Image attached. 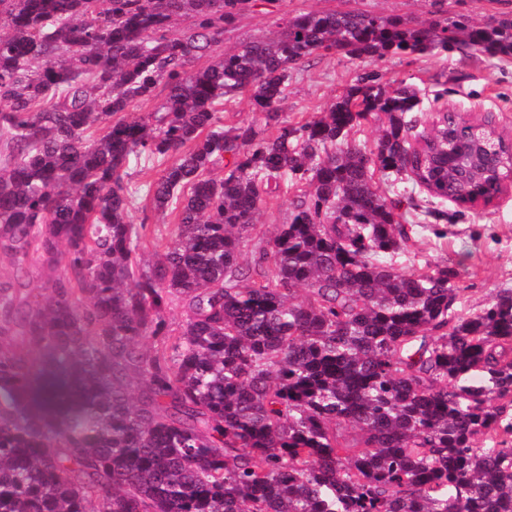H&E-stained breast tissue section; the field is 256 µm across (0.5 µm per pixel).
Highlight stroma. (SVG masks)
Listing matches in <instances>:
<instances>
[{
	"label": "stroma",
	"mask_w": 512,
	"mask_h": 512,
	"mask_svg": "<svg viewBox=\"0 0 512 512\" xmlns=\"http://www.w3.org/2000/svg\"><path fill=\"white\" fill-rule=\"evenodd\" d=\"M356 10L398 17L411 22L442 20L459 14L473 21L512 18V0H257L224 29L218 52L234 50L241 42L271 36L281 16L312 11ZM211 52L194 60L202 68L216 60ZM374 71L387 80H401L416 90L420 104L416 116L428 125L433 112L460 110L473 118L492 114L499 132L512 140V56L481 51L437 50L429 54H393L383 59H352L340 54L313 57L290 69L281 110L291 123H302L329 109L354 85L359 75ZM225 128L253 126L261 135H272L250 95L240 94L219 109ZM380 191L400 201L402 223L413 232L405 252L396 262L405 272H420L430 265L446 266L459 274L461 306L484 307L493 294L512 289V186L487 207L466 208L431 197L411 181L394 185L376 176ZM295 188L280 187L271 193L257 214L252 237L269 238L288 223ZM134 221H146L141 242L143 261H155L177 231L173 214L151 211L138 198Z\"/></svg>",
	"instance_id": "stroma-1"
}]
</instances>
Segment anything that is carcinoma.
<instances>
[{"mask_svg": "<svg viewBox=\"0 0 512 512\" xmlns=\"http://www.w3.org/2000/svg\"><path fill=\"white\" fill-rule=\"evenodd\" d=\"M251 3L0 0V512H512V289L462 314L453 269L397 268L400 202L373 185L466 200L455 116L417 130L415 92L378 73L303 124L280 112L310 57L512 56V20L308 12L189 70ZM244 92L275 134L221 126ZM372 121L367 150L352 133ZM496 132L477 134L505 154ZM140 154L174 162L131 188ZM303 182L242 265L266 197ZM140 194L179 226L148 266Z\"/></svg>", "mask_w": 512, "mask_h": 512, "instance_id": "obj_1", "label": "carcinoma"}]
</instances>
